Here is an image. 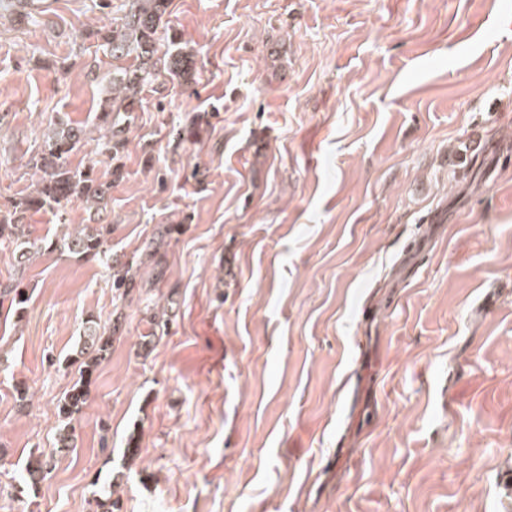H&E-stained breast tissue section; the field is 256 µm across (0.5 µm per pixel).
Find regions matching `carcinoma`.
<instances>
[{
	"label": "carcinoma",
	"mask_w": 512,
	"mask_h": 512,
	"mask_svg": "<svg viewBox=\"0 0 512 512\" xmlns=\"http://www.w3.org/2000/svg\"><path fill=\"white\" fill-rule=\"evenodd\" d=\"M167 0H127L126 12L121 24L112 28L109 42L112 56V94L99 101L96 115L97 124L103 130L98 140L97 151L113 161L121 158L126 144L124 129L116 124V116L133 110L137 96L143 88L155 81L161 74L170 80L189 84L193 76V54L178 46L167 52L163 67H158L155 56L158 53L157 33L166 24ZM84 140V131L68 123H57L51 134L42 141L32 156L33 166L43 173L38 188L27 195L16 207L20 212L38 211L45 208L62 210L73 198L87 203H96L109 194L112 184L99 181L94 170H76L69 167L68 158ZM108 233L105 224H87L69 232L55 241V249L71 257L111 260L108 255ZM26 224H16L0 218V242L14 245L19 269H24L32 253L41 249L30 240ZM135 281L132 267L125 264L113 272L112 288L116 296L127 295ZM10 303L15 314H20L27 302L23 288V276L13 281L0 283V305ZM120 322L112 325L109 335H104L95 326L87 328L83 346L79 351L83 360L79 362L80 378L72 385L59 403V414L65 425L59 432L58 445L73 447L74 428L72 420L87 403L89 385L103 353L112 344V336L119 332ZM48 462L38 460L26 468V484L32 488L40 483L47 473ZM100 512H120V500L114 497V490L108 489L96 500Z\"/></svg>",
	"instance_id": "carcinoma-1"
}]
</instances>
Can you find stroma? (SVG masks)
Masks as SVG:
<instances>
[{"instance_id": "35a3bbf8", "label": "stroma", "mask_w": 512, "mask_h": 512, "mask_svg": "<svg viewBox=\"0 0 512 512\" xmlns=\"http://www.w3.org/2000/svg\"><path fill=\"white\" fill-rule=\"evenodd\" d=\"M125 2L0 0V210L60 120L111 185L23 216L0 512H95L107 483L121 512H512V0H169L194 81L143 90L117 164L94 116ZM69 224L107 225L137 288L50 250ZM90 318L122 330L62 451Z\"/></svg>"}]
</instances>
